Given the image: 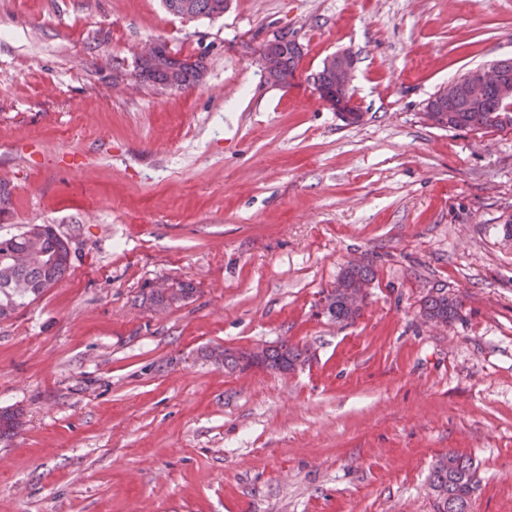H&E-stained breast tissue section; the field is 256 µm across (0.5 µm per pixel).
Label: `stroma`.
I'll return each mask as SVG.
<instances>
[{"instance_id": "35a3bbf8", "label": "stroma", "mask_w": 512, "mask_h": 512, "mask_svg": "<svg viewBox=\"0 0 512 512\" xmlns=\"http://www.w3.org/2000/svg\"><path fill=\"white\" fill-rule=\"evenodd\" d=\"M302 57L268 84L266 40ZM152 42L206 71L143 82ZM355 58L345 120L312 80ZM512 57V0H0V236L49 224L63 279L0 319V512H512V130L425 125L438 88ZM122 73L124 83L112 81ZM372 264L360 315L320 304ZM196 292L154 312L151 283ZM457 296L447 327L421 315ZM304 349L290 372L209 349ZM189 2L193 5V18H215L224 14L228 6L227 0H163L165 10L175 16L181 11V4ZM460 303L443 289L432 291L423 302L422 316L428 320L451 321L458 315ZM476 478L471 459L453 452L441 456L429 477L435 512H470L472 497L479 486Z\"/></svg>"}]
</instances>
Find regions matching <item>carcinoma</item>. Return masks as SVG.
<instances>
[{
    "mask_svg": "<svg viewBox=\"0 0 512 512\" xmlns=\"http://www.w3.org/2000/svg\"><path fill=\"white\" fill-rule=\"evenodd\" d=\"M193 5V17L215 18L224 15L228 0H163L165 10L178 15L181 4ZM301 58L292 42L281 41L275 46L270 62L280 70L293 74ZM204 65L199 59H179L171 55L167 48H162L156 65L145 67L140 71L144 81L162 89L182 90L197 83L203 74ZM314 85L334 92L336 105L348 107L351 97L336 88V73L325 68L313 75ZM428 105L439 111L446 119L450 130H469L482 132L488 130L503 131L512 129V112L498 99L497 93L490 89L480 107L469 104L464 95L455 97L433 96ZM28 227L6 238H0V279L9 277L22 278L32 285L30 298L39 297L45 289L58 283L71 264V251L67 239L58 235L52 226L42 225L41 251L52 259L49 264L30 260L24 264H10L5 254L11 250H20L25 245ZM374 272L367 263L349 265L339 275L336 286L325 297L323 313L329 319L342 323L356 319L361 312L349 304V294L372 283ZM194 286L186 281L174 280V293L171 295L148 292L150 307L156 311H166L173 307V301H188L194 294ZM26 304V300L14 298L0 282V318L8 315ZM460 303L443 289L430 292L423 302L422 316L428 320L451 321L458 315ZM303 351L286 341L275 347H265L260 352L251 350L215 349L209 353L210 358L221 360L224 367L231 370L245 371L250 366L279 371H290L296 367ZM22 426L21 414L18 412L0 413V439L10 438ZM479 481L476 479V467L470 459L453 452L440 457L434 464L429 477V487L435 499V512H470L472 497L477 491Z\"/></svg>",
    "mask_w": 512,
    "mask_h": 512,
    "instance_id": "obj_1",
    "label": "carcinoma"
}]
</instances>
